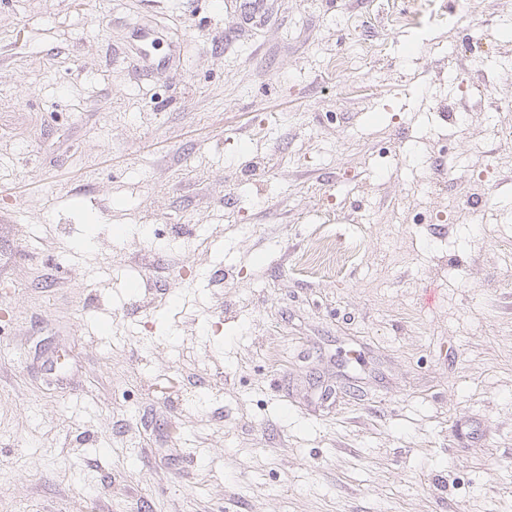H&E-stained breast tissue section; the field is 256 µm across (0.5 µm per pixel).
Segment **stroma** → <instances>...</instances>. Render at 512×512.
<instances>
[{
  "mask_svg": "<svg viewBox=\"0 0 512 512\" xmlns=\"http://www.w3.org/2000/svg\"><path fill=\"white\" fill-rule=\"evenodd\" d=\"M235 4L0 0V512H512V0ZM244 19L254 25L265 23L269 17L268 0H240ZM132 46L137 51L139 58L146 64L148 69L155 75H162L177 61L176 46H172V52L164 56L156 57L149 48H153L156 38L152 29L138 25L131 29Z\"/></svg>",
  "mask_w": 512,
  "mask_h": 512,
  "instance_id": "1",
  "label": "stroma"
}]
</instances>
